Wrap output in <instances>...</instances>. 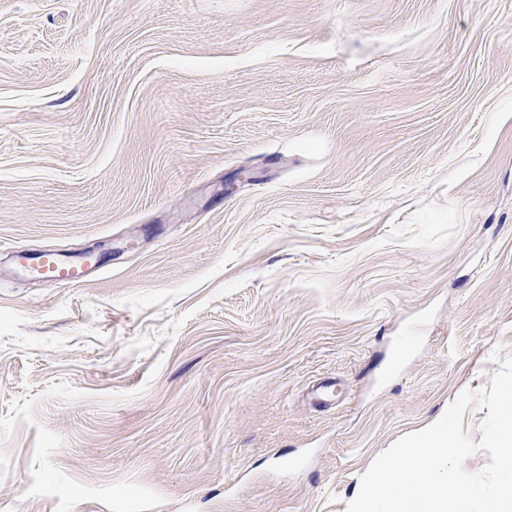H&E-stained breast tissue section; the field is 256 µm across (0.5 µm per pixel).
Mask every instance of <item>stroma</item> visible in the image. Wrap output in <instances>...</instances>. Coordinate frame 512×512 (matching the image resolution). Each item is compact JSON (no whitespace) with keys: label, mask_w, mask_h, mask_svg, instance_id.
<instances>
[{"label":"stroma","mask_w":512,"mask_h":512,"mask_svg":"<svg viewBox=\"0 0 512 512\" xmlns=\"http://www.w3.org/2000/svg\"><path fill=\"white\" fill-rule=\"evenodd\" d=\"M496 351L512 0H0V512H346ZM16 263L21 270L39 279L59 285L76 287L81 285L95 266H80L66 260L53 251L31 257L25 250L15 249ZM35 260L36 262H31Z\"/></svg>","instance_id":"obj_1"}]
</instances>
